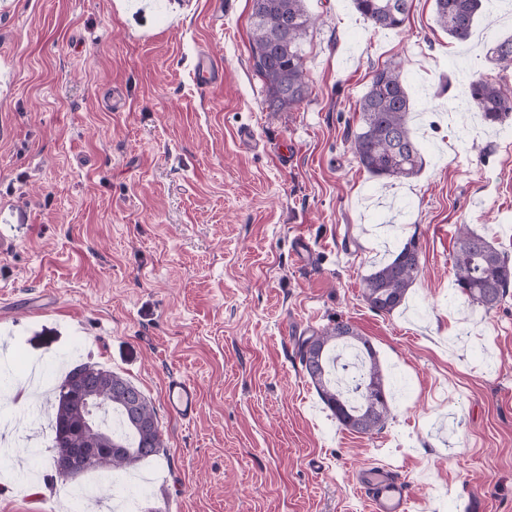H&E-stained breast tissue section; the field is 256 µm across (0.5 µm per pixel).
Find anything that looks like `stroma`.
I'll list each match as a JSON object with an SVG mask.
<instances>
[{
  "instance_id": "obj_1",
  "label": "stroma",
  "mask_w": 512,
  "mask_h": 512,
  "mask_svg": "<svg viewBox=\"0 0 512 512\" xmlns=\"http://www.w3.org/2000/svg\"><path fill=\"white\" fill-rule=\"evenodd\" d=\"M150 6V26L135 14ZM311 94L268 111L251 58L252 0H0V512H67L102 483L138 512H367L354 470L399 467L412 512H512V287L492 311L454 284L460 225L512 259V116L487 127L461 93L512 34V0H485L462 45L413 0L374 29L352 0H306ZM224 81L199 88L200 51ZM399 62L421 173L369 174L351 150L358 100ZM127 99L108 110L111 87ZM291 147L284 158L282 147ZM421 274L392 314L362 279L408 240ZM307 241L308 259L296 245ZM344 321L369 337L394 398L384 428L340 427L302 370L297 341ZM88 350L152 402L166 451L72 479L53 467L47 403L23 401L32 364ZM197 388L192 422L165 403ZM165 399L169 409L182 420L190 421L197 413V390L181 376L169 377L165 387Z\"/></svg>"
}]
</instances>
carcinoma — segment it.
Here are the masks:
<instances>
[{
	"instance_id": "obj_1",
	"label": "carcinoma",
	"mask_w": 512,
	"mask_h": 512,
	"mask_svg": "<svg viewBox=\"0 0 512 512\" xmlns=\"http://www.w3.org/2000/svg\"><path fill=\"white\" fill-rule=\"evenodd\" d=\"M356 10L377 29H398L409 15L411 0H353ZM483 0H434L436 21L459 42H467ZM253 68L266 91L271 112L295 109L309 95L303 40L312 24L305 0H252ZM489 60L512 64V36L486 51ZM464 92L483 120L497 125L512 113V91L479 79ZM360 124L353 133L352 151L370 174L411 179L424 166L410 128L412 100L400 66L374 71L358 102ZM453 270L457 287L467 299L489 312L512 284V264L484 236L462 226L455 241ZM420 272V251L409 240L389 262L362 280V297L379 314L392 313L404 300ZM303 371L338 424L360 434L382 429L390 413L389 392L369 338L347 322H338L303 338L298 347ZM138 400L142 420L131 419L129 405ZM53 423L70 434V443L54 441L55 457L75 448H93L103 435L112 436V453L102 450L87 470L109 474L154 458L164 451L162 432L151 401L130 380L102 366L74 367L54 391ZM112 413L120 430L83 432L89 413Z\"/></svg>"
}]
</instances>
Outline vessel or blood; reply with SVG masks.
<instances>
[{
  "label": "vessel or blood",
  "instance_id": "1",
  "mask_svg": "<svg viewBox=\"0 0 512 512\" xmlns=\"http://www.w3.org/2000/svg\"><path fill=\"white\" fill-rule=\"evenodd\" d=\"M196 78L204 89L220 85L224 80L222 69H219L209 51H201L198 55ZM165 399L169 409L180 419L192 420L197 413V390L183 377H169ZM355 478L369 512H409V486L396 467L385 464L364 465L356 469Z\"/></svg>",
  "mask_w": 512,
  "mask_h": 512
}]
</instances>
